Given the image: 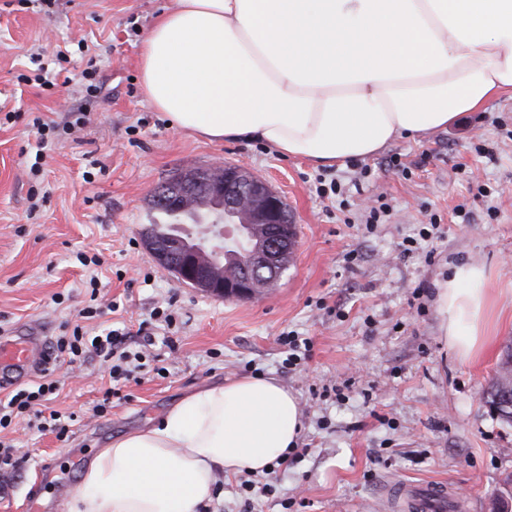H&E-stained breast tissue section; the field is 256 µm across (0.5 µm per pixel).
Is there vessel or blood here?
<instances>
[{"instance_id":"1","label":"vessel or blood","mask_w":512,"mask_h":512,"mask_svg":"<svg viewBox=\"0 0 512 512\" xmlns=\"http://www.w3.org/2000/svg\"><path fill=\"white\" fill-rule=\"evenodd\" d=\"M44 337L41 328L28 326L16 335L0 339V389L33 374L44 366ZM387 493L411 504L414 512H445L454 499L443 483L391 484Z\"/></svg>"}]
</instances>
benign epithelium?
<instances>
[{
  "label": "benign epithelium",
  "instance_id": "7a95c632",
  "mask_svg": "<svg viewBox=\"0 0 512 512\" xmlns=\"http://www.w3.org/2000/svg\"><path fill=\"white\" fill-rule=\"evenodd\" d=\"M214 177L202 181L194 170L173 184H163L153 197L162 203L184 205L199 188L224 199V218L243 217L238 235H229L219 224L206 232L177 242L146 241L160 267L182 283L222 298L252 299L288 268L296 250L297 236L285 200L265 182L241 167H218ZM233 250L240 270L220 263L224 251Z\"/></svg>",
  "mask_w": 512,
  "mask_h": 512
}]
</instances>
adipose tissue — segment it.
I'll return each mask as SVG.
<instances>
[{
  "label": "adipose tissue",
  "mask_w": 512,
  "mask_h": 512,
  "mask_svg": "<svg viewBox=\"0 0 512 512\" xmlns=\"http://www.w3.org/2000/svg\"><path fill=\"white\" fill-rule=\"evenodd\" d=\"M140 75L197 138L342 166L512 94V0H178L143 38ZM487 281L461 263L437 284L440 333L465 360L495 331ZM302 430L275 377L198 387L97 449L64 512H202L220 476L268 471Z\"/></svg>",
  "instance_id": "1"
}]
</instances>
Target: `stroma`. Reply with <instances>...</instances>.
<instances>
[{
    "mask_svg": "<svg viewBox=\"0 0 512 512\" xmlns=\"http://www.w3.org/2000/svg\"><path fill=\"white\" fill-rule=\"evenodd\" d=\"M176 0H0V336L29 324L54 343L91 299L117 312L86 320L143 330L153 344L136 379L112 381L99 358L56 371L53 409L67 435L22 421L0 432L21 467L0 488V512H64L92 454L158 420L196 388L230 376L279 378L299 398L305 452L278 471L271 492L227 473L207 512H405L394 482L441 480L455 512H486L512 474V426L486 402L512 339V96L456 124L331 168L341 197H318V173L259 141L196 139L147 100L141 42ZM66 61H59V53ZM69 71L63 88L35 83L39 67ZM97 69L90 100L81 76ZM26 82H19V75ZM81 107L86 125L55 137L39 171L33 118ZM241 165L281 194L299 248L261 297L224 300L180 283L146 248L154 191L189 168ZM389 216L367 224L371 207ZM471 214L462 221L456 207ZM440 231L420 233L430 222ZM418 250L401 254L403 240ZM354 252L355 263L345 255ZM91 265H81L80 256ZM462 262L484 266L496 300L493 342L466 361L438 331L435 284ZM167 307L172 323L153 318ZM310 339V358L284 365L278 338ZM166 367L165 376L154 371ZM112 406L97 417L105 391Z\"/></svg>",
    "mask_w": 512,
    "mask_h": 512,
    "instance_id": "obj_1",
    "label": "stroma"
}]
</instances>
